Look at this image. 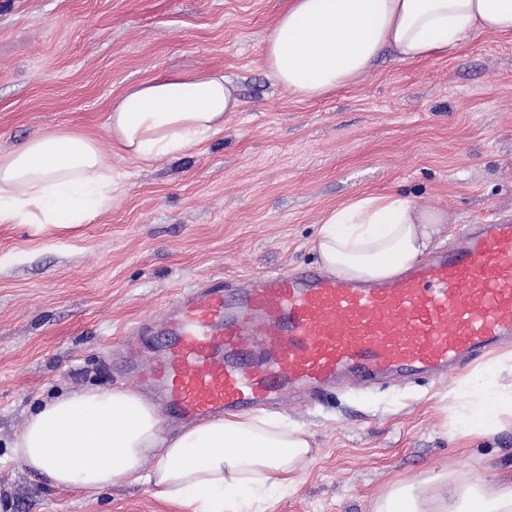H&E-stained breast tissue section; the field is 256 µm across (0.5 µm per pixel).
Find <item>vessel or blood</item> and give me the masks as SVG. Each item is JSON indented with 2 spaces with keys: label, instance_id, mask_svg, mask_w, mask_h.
<instances>
[{
  "label": "vessel or blood",
  "instance_id": "1",
  "mask_svg": "<svg viewBox=\"0 0 512 512\" xmlns=\"http://www.w3.org/2000/svg\"><path fill=\"white\" fill-rule=\"evenodd\" d=\"M158 336L164 355L139 376L185 421L285 393L318 399L346 379L438 380L512 338V220L477 225L383 285L308 269L230 297L220 282L195 288Z\"/></svg>",
  "mask_w": 512,
  "mask_h": 512
}]
</instances>
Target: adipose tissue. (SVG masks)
Instances as JSON below:
<instances>
[{"mask_svg": "<svg viewBox=\"0 0 512 512\" xmlns=\"http://www.w3.org/2000/svg\"><path fill=\"white\" fill-rule=\"evenodd\" d=\"M474 33L512 36V0H286L265 44L269 77L300 100L355 83L391 51L412 63ZM240 100L220 72L153 77L127 88L108 115L115 153L149 165L223 131ZM119 177L98 142L55 130L0 156V224L65 226L111 201ZM448 216L398 193L362 194L325 212L311 248L337 279L380 282L429 251ZM512 356L482 369L457 436L496 433L512 416V385L499 384ZM309 435L267 415L230 414L170 430L160 407L137 389H83L44 401L10 445V460L50 487L94 495L127 485L193 512H263L269 494L291 488L308 462ZM428 497L399 484L376 512H512V485L493 495L479 482Z\"/></svg>", "mask_w": 512, "mask_h": 512, "instance_id": "obj_1", "label": "adipose tissue"}]
</instances>
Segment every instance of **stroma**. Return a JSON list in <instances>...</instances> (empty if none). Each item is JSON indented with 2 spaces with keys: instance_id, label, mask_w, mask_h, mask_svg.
<instances>
[{
  "instance_id": "1",
  "label": "stroma",
  "mask_w": 512,
  "mask_h": 512,
  "mask_svg": "<svg viewBox=\"0 0 512 512\" xmlns=\"http://www.w3.org/2000/svg\"><path fill=\"white\" fill-rule=\"evenodd\" d=\"M285 0H0V155L68 129L99 141L122 191L68 229L0 224V500L12 512H193L143 486L54 491L8 458L41 400L133 385L128 355L156 351L135 326L214 279L318 266L326 209L400 191L443 210L438 249L493 213L512 215V37L477 33L413 63L383 56L352 85L299 101L269 78L265 38ZM220 70L241 107L224 129L149 167L112 152L111 104L130 85ZM472 368L425 385L344 386L278 413L312 457L265 512H375L429 476L512 483V421L488 436L447 428Z\"/></svg>"
}]
</instances>
